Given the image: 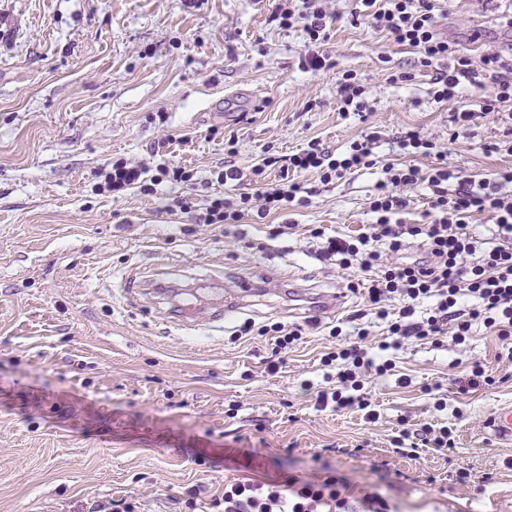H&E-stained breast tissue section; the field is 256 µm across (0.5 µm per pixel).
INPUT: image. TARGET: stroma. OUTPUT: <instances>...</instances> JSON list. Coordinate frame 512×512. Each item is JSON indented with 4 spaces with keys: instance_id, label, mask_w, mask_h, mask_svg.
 <instances>
[{
    "instance_id": "obj_1",
    "label": "stroma",
    "mask_w": 512,
    "mask_h": 512,
    "mask_svg": "<svg viewBox=\"0 0 512 512\" xmlns=\"http://www.w3.org/2000/svg\"><path fill=\"white\" fill-rule=\"evenodd\" d=\"M326 6L339 19L319 47L329 65L315 70L301 26L272 21L274 0H0V512H199L228 481L326 471L347 479L352 512L373 493L392 512H512V441L490 430L512 407V360L483 326L462 345L382 351L376 325L374 356L394 368L364 382L375 421L316 402L337 372L321 358L352 343L363 299L309 226L343 236L374 223L382 162L436 163L400 149L409 132L465 176L512 168L489 149L504 117L481 111L488 73L436 102L434 68L353 23L357 0ZM437 6L465 54H512L502 0ZM388 66L410 80L388 83ZM347 70L367 90L365 116L340 111ZM462 110L475 119L459 135ZM372 126L384 133L379 166L326 188L302 174L310 192L285 214L199 222L212 199L251 189L218 183L224 166L246 171L264 149L293 154L313 138L341 152ZM118 162L175 163L193 182L112 192L105 173ZM281 224L293 232L274 237ZM189 288L197 308L184 321ZM226 302L232 316L212 322ZM312 317L321 327L274 374L268 338L236 335L248 319ZM476 361L494 382L462 389ZM426 425L452 430L448 454L396 451L402 430Z\"/></svg>"
}]
</instances>
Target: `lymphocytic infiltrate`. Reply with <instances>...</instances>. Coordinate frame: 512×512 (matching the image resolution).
I'll return each instance as SVG.
<instances>
[{
  "mask_svg": "<svg viewBox=\"0 0 512 512\" xmlns=\"http://www.w3.org/2000/svg\"><path fill=\"white\" fill-rule=\"evenodd\" d=\"M306 2L305 13L298 15L280 7L275 19L284 28L301 24L309 42L326 39L335 15L326 10L323 0ZM361 3L358 20L414 50L421 66L447 62V70L436 73L432 80L435 101L454 98L462 81L483 71L493 77V88L483 101L484 111L496 112L512 103V60L494 52L476 59L462 54L455 41L441 35L433 0ZM380 139V131H371L338 154L313 139L298 153L265 157L250 169L254 192L240 194L235 202L213 199L201 221L233 224L252 212L263 219L287 210L305 190L297 174L317 173L326 187L348 174L372 168L378 165L374 149ZM399 146L408 154L436 155L438 163L427 170L411 164L382 165L385 178L378 182L369 203L376 222L368 232L345 239L324 236L319 227L311 231L313 237L325 238V253L339 256L341 266L363 275V282H349V290L367 292L365 307L354 314L359 322L358 344L322 357L323 363L337 361L341 367L335 386L318 391L317 401L337 411L367 409L370 402L362 392L364 377L370 372L381 377L393 368L391 361L375 362L360 346L378 321L385 323L396 350L415 341L438 343L445 337L462 345L473 326L480 323L508 343L507 356L512 359V197L502 191L505 184H512V169L499 171L492 178H467L451 169L445 153L420 133H407ZM274 166L281 178L267 181L266 171ZM422 184L431 191L427 223H400L397 216L408 205L400 188ZM476 213L490 215L491 238L469 229L468 220ZM414 242L424 249L425 259L401 261L400 253ZM425 301L431 304L430 312L427 317H417L416 308ZM347 486L345 478L333 474L312 479L291 476L281 482L246 479L226 483L221 499L224 512H349Z\"/></svg>",
  "mask_w": 512,
  "mask_h": 512,
  "instance_id": "obj_1",
  "label": "lymphocytic infiltrate"
}]
</instances>
